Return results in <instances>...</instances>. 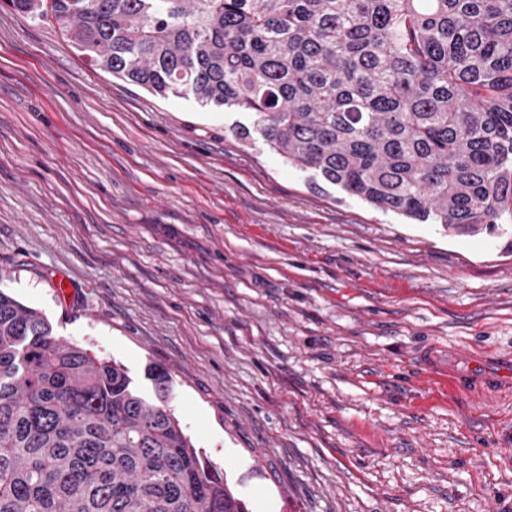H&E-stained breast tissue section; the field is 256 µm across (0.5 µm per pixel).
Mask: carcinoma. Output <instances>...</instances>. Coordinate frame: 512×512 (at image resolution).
<instances>
[{
    "mask_svg": "<svg viewBox=\"0 0 512 512\" xmlns=\"http://www.w3.org/2000/svg\"><path fill=\"white\" fill-rule=\"evenodd\" d=\"M100 71L456 234L512 225V0H7ZM0 289V512H247L168 405Z\"/></svg>",
    "mask_w": 512,
    "mask_h": 512,
    "instance_id": "carcinoma-1",
    "label": "carcinoma"
}]
</instances>
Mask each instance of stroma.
Wrapping results in <instances>:
<instances>
[{"label":"stroma","instance_id":"35a3bbf8","mask_svg":"<svg viewBox=\"0 0 512 512\" xmlns=\"http://www.w3.org/2000/svg\"><path fill=\"white\" fill-rule=\"evenodd\" d=\"M252 125L0 2V289L145 395L164 370L249 512H512V377L440 379L512 361L506 237L374 209ZM500 375L494 371H490L485 367L474 366L471 367L467 372L458 374L448 380L450 387L466 388L467 385H483L486 389L499 382Z\"/></svg>","mask_w":512,"mask_h":512}]
</instances>
